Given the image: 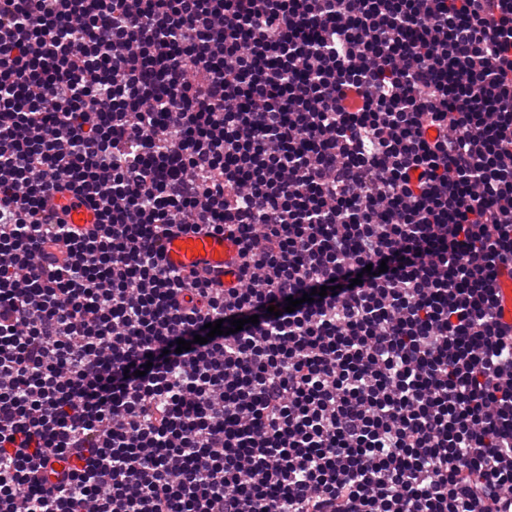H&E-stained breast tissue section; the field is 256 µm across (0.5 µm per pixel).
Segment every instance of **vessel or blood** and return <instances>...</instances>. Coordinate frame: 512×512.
Masks as SVG:
<instances>
[{"instance_id":"b4317fda","label":"vessel or blood","mask_w":512,"mask_h":512,"mask_svg":"<svg viewBox=\"0 0 512 512\" xmlns=\"http://www.w3.org/2000/svg\"><path fill=\"white\" fill-rule=\"evenodd\" d=\"M54 206L68 210L67 220L81 230L92 229L96 212L87 203L74 199L70 193L56 194ZM164 256L171 267L185 272H194L221 280L225 286H233L232 274L237 257V246L233 240L220 234L205 231L199 233H174L163 241ZM501 291V321L512 325V269L502 268L498 278Z\"/></svg>"}]
</instances>
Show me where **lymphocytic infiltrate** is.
Listing matches in <instances>:
<instances>
[{"mask_svg":"<svg viewBox=\"0 0 512 512\" xmlns=\"http://www.w3.org/2000/svg\"><path fill=\"white\" fill-rule=\"evenodd\" d=\"M506 261L512 0H0V512H512ZM52 204L57 207L68 209V224L80 230H89L96 222V212L87 203L74 199L70 193H57L52 199ZM165 262L186 273L195 272L219 279L225 287L235 285L234 269L237 246L233 240L206 231L183 234L175 232L163 240ZM512 264L509 267H502L498 277V285L501 291V318L500 321L508 326L512 325Z\"/></svg>","mask_w":512,"mask_h":512,"instance_id":"f902f5d3","label":"lymphocytic infiltrate"}]
</instances>
